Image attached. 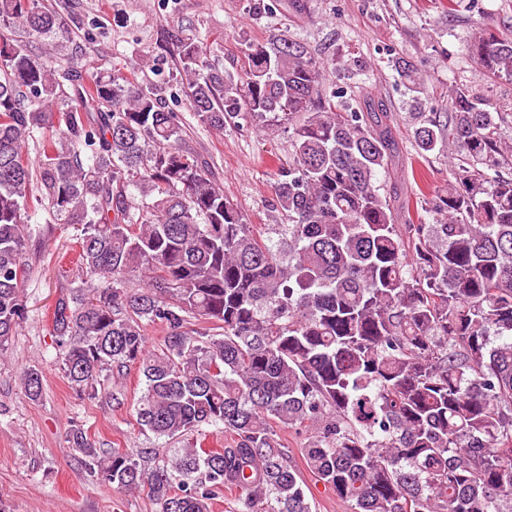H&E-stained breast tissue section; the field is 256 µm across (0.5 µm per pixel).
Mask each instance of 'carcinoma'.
Instances as JSON below:
<instances>
[{
  "mask_svg": "<svg viewBox=\"0 0 512 512\" xmlns=\"http://www.w3.org/2000/svg\"><path fill=\"white\" fill-rule=\"evenodd\" d=\"M60 24L43 0H0V357L25 317L29 211H45L44 233L78 224L79 275L52 319L60 368L92 398L136 367V424L179 444L134 455L73 425L68 442L90 473L147 492L156 512H211L223 491L238 512H312L277 433L296 427L311 431L303 465L348 512H512L504 113L460 87L448 127L413 113L419 152L460 162L432 198V222L397 224L378 179L398 164L388 112L343 104L329 62L285 34L247 43L236 76L180 40L182 85L203 123L222 131L271 114L288 125L275 185L288 224L267 243L185 145L157 88L119 68L89 81L7 35L48 37ZM467 51L487 81H512L511 35L477 30ZM393 67L423 105L416 64ZM150 324L165 329L154 350ZM22 380L42 396L38 367ZM209 427L224 447L202 446Z\"/></svg>",
  "mask_w": 512,
  "mask_h": 512,
  "instance_id": "obj_1",
  "label": "carcinoma"
}]
</instances>
